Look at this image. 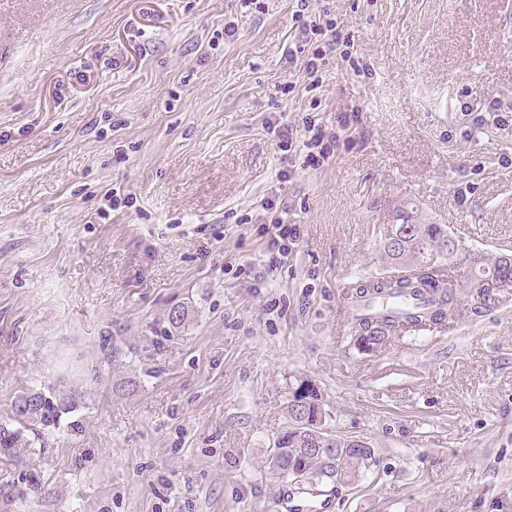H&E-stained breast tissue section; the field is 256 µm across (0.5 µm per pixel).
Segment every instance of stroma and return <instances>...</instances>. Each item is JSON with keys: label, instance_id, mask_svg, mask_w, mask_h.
<instances>
[{"label": "stroma", "instance_id": "stroma-1", "mask_svg": "<svg viewBox=\"0 0 512 512\" xmlns=\"http://www.w3.org/2000/svg\"><path fill=\"white\" fill-rule=\"evenodd\" d=\"M315 5L353 57L316 94L294 0H0V425L74 399L0 463V512H289L268 456L303 381L375 453L326 512H512V288L369 351L344 296L404 208L448 225L452 271L512 255V126L483 109L512 102V0ZM316 99L334 157L289 167L272 128ZM274 195L300 234L277 263ZM12 406L19 423L47 428L60 426L63 415L73 408L72 399L56 395L54 391L19 395Z\"/></svg>", "mask_w": 512, "mask_h": 512}]
</instances>
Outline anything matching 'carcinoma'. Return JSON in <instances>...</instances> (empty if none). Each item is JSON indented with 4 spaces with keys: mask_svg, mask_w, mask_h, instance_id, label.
I'll list each match as a JSON object with an SVG mask.
<instances>
[{
    "mask_svg": "<svg viewBox=\"0 0 512 512\" xmlns=\"http://www.w3.org/2000/svg\"><path fill=\"white\" fill-rule=\"evenodd\" d=\"M400 223L390 225L380 253V260L394 268H403L402 274L372 277L358 282L346 297L351 306L360 308L377 299L402 297L409 304L398 310H387L377 320L360 318L354 323L358 338L379 344L386 340L388 332L404 318L410 325H420V315L428 316V322L438 324L447 318L455 301L454 283L445 278L440 267L451 262L457 246L446 224H433L407 212L399 214ZM411 232H405V229ZM503 257L476 256L470 273L463 278L460 287L471 290L475 308L486 301L487 283L483 277L512 281V269L502 268ZM73 408L72 399L55 392L20 395L13 402V414L21 424L56 428L63 415ZM290 417L287 430L279 435L280 446L273 448L269 466L285 484L299 490L325 483H348L357 480L363 470L375 463L374 449L352 451L350 440L324 431V412L315 387L305 393L293 395L288 402ZM24 445L21 430L0 426V459H11Z\"/></svg>",
    "mask_w": 512,
    "mask_h": 512,
    "instance_id": "obj_1",
    "label": "carcinoma"
}]
</instances>
